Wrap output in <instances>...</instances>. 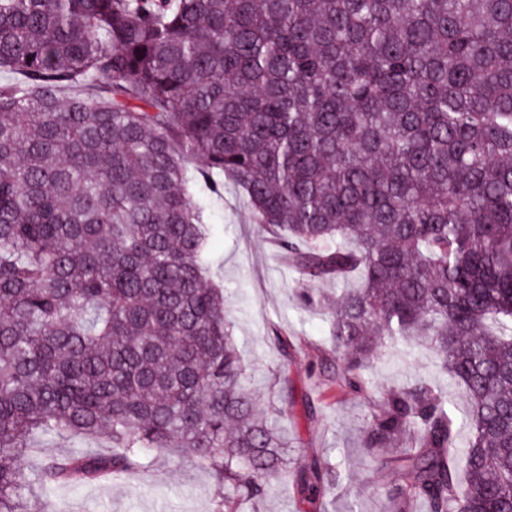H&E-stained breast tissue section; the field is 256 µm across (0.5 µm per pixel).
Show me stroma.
<instances>
[{"label":"stroma","mask_w":512,"mask_h":512,"mask_svg":"<svg viewBox=\"0 0 512 512\" xmlns=\"http://www.w3.org/2000/svg\"><path fill=\"white\" fill-rule=\"evenodd\" d=\"M208 258L236 320L234 335L263 407L282 409L279 428L291 446L289 470L310 462L340 467L341 476L321 499L303 500L292 480L238 512H395L384 491L392 477L375 468L365 445V417L378 404V387L435 381L430 353L390 350L387 362L365 371L360 391L338 389L325 368L328 317L302 308L299 281L281 259L271 234L253 223L233 183L212 202ZM219 480L201 462L168 452H146L134 473L79 487L29 488L31 512H218Z\"/></svg>","instance_id":"stroma-1"}]
</instances>
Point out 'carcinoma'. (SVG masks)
I'll list each match as a JSON object with an SVG mask.
<instances>
[{"label": "carcinoma", "mask_w": 512, "mask_h": 512, "mask_svg": "<svg viewBox=\"0 0 512 512\" xmlns=\"http://www.w3.org/2000/svg\"><path fill=\"white\" fill-rule=\"evenodd\" d=\"M1 70L0 512L39 436L113 448L43 488L172 446L230 512L288 477L205 258L216 175L331 317L336 386L403 344L464 390L461 441L449 389L381 386L396 512H512V0H0Z\"/></svg>", "instance_id": "obj_1"}]
</instances>
